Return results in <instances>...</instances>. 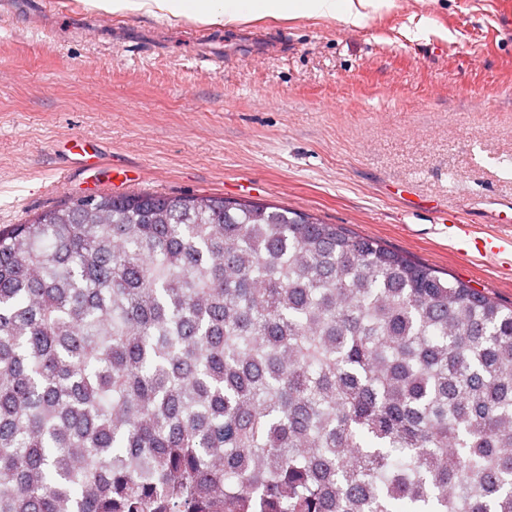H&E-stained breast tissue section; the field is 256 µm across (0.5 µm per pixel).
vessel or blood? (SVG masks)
I'll use <instances>...</instances> for the list:
<instances>
[{
  "mask_svg": "<svg viewBox=\"0 0 512 512\" xmlns=\"http://www.w3.org/2000/svg\"><path fill=\"white\" fill-rule=\"evenodd\" d=\"M443 230L458 257L512 272V236L478 230L474 225L462 223L454 215L448 216Z\"/></svg>",
  "mask_w": 512,
  "mask_h": 512,
  "instance_id": "obj_1",
  "label": "vessel or blood"
}]
</instances>
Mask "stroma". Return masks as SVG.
I'll use <instances>...</instances> for the list:
<instances>
[{
	"instance_id": "1",
	"label": "stroma",
	"mask_w": 512,
	"mask_h": 512,
	"mask_svg": "<svg viewBox=\"0 0 512 512\" xmlns=\"http://www.w3.org/2000/svg\"><path fill=\"white\" fill-rule=\"evenodd\" d=\"M512 0H393L359 28L190 21L84 0L0 7V226L99 192L287 206L378 238L512 306V276L460 260L447 210L512 203ZM101 152L87 167L72 139Z\"/></svg>"
}]
</instances>
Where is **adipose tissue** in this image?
<instances>
[{"mask_svg":"<svg viewBox=\"0 0 512 512\" xmlns=\"http://www.w3.org/2000/svg\"><path fill=\"white\" fill-rule=\"evenodd\" d=\"M92 8L122 14L143 11L164 19L192 18L203 23L235 24L276 19L333 18L361 26L369 10L391 0H86Z\"/></svg>","mask_w":512,"mask_h":512,"instance_id":"obj_1","label":"adipose tissue"}]
</instances>
